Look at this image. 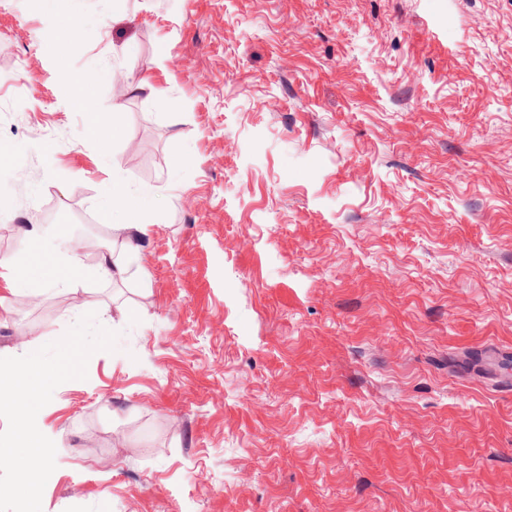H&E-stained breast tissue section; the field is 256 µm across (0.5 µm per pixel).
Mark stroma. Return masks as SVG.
<instances>
[{"label":"stroma","instance_id":"35a3bbf8","mask_svg":"<svg viewBox=\"0 0 512 512\" xmlns=\"http://www.w3.org/2000/svg\"><path fill=\"white\" fill-rule=\"evenodd\" d=\"M5 157L0 352L119 334L42 512H512V0H0ZM97 206L100 212L106 216H112L115 209L120 207L132 217L135 211L144 206V200L137 193L129 191L120 177L113 176L112 187L105 186L102 189Z\"/></svg>","mask_w":512,"mask_h":512}]
</instances>
